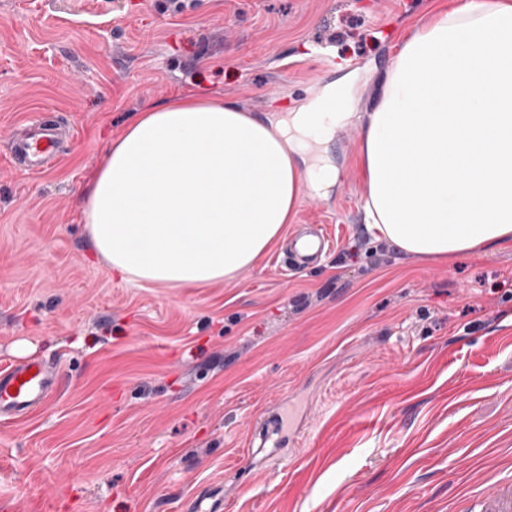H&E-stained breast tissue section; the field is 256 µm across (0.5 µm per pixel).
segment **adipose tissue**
Instances as JSON below:
<instances>
[{
	"mask_svg": "<svg viewBox=\"0 0 512 512\" xmlns=\"http://www.w3.org/2000/svg\"><path fill=\"white\" fill-rule=\"evenodd\" d=\"M354 81L275 121L180 96L138 113L88 184L85 227L123 282L232 280L338 171L312 134L352 117ZM363 212L399 251L512 248V0H436L400 38L360 121Z\"/></svg>",
	"mask_w": 512,
	"mask_h": 512,
	"instance_id": "obj_1",
	"label": "adipose tissue"
}]
</instances>
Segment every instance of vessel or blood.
I'll return each instance as SVG.
<instances>
[{
    "label": "vessel or blood",
    "instance_id": "1",
    "mask_svg": "<svg viewBox=\"0 0 512 512\" xmlns=\"http://www.w3.org/2000/svg\"><path fill=\"white\" fill-rule=\"evenodd\" d=\"M74 129L64 117L46 118L35 113L18 122L7 142V155L14 168L32 175L55 171L63 161L65 144ZM332 241L323 231L306 230L295 236L286 262L302 268L319 261L331 248ZM61 387L57 367L42 359H28L0 370V417L19 418L40 408Z\"/></svg>",
    "mask_w": 512,
    "mask_h": 512
}]
</instances>
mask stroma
Masks as SVG:
<instances>
[{
  "label": "stroma",
  "instance_id": "35a3bbf8",
  "mask_svg": "<svg viewBox=\"0 0 512 512\" xmlns=\"http://www.w3.org/2000/svg\"><path fill=\"white\" fill-rule=\"evenodd\" d=\"M434 0H0V369L56 361L63 385L0 420V512H455L512 476V249L448 260L379 246L361 210L360 129L320 153L340 179L303 193L321 263L282 275L272 246L202 288L122 285L85 229L113 138L179 94L266 119L347 75L361 113ZM65 114L57 170L11 167L14 123ZM297 396L290 450L249 455Z\"/></svg>",
  "mask_w": 512,
  "mask_h": 512
}]
</instances>
